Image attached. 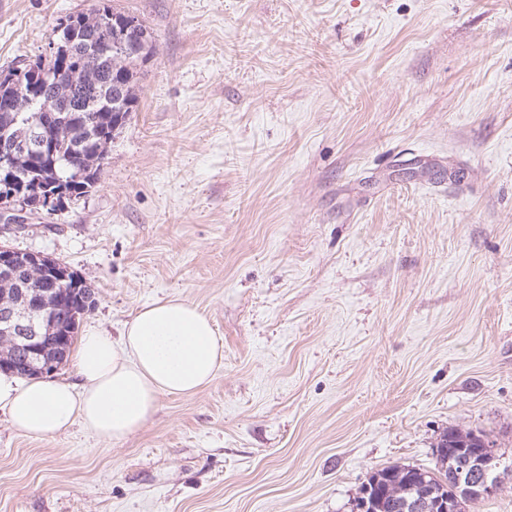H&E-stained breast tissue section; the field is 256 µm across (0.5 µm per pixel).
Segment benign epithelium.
<instances>
[{
  "label": "benign epithelium",
  "instance_id": "benign-epithelium-1",
  "mask_svg": "<svg viewBox=\"0 0 512 512\" xmlns=\"http://www.w3.org/2000/svg\"><path fill=\"white\" fill-rule=\"evenodd\" d=\"M54 74L44 71L33 92L22 99L0 98V111L9 122L0 125V160L16 156L43 159L54 153L48 133L43 98ZM15 176L0 180V235L22 230L30 216L29 206L21 195L10 190ZM66 200L56 194L40 198L38 214L58 212ZM37 270L42 276L39 289L29 295L20 292L15 298L0 293V371L12 370L23 360L26 370L35 375L56 373L65 363L71 348L70 329L84 311L71 306L66 288L77 276L57 259L40 252H22L0 243V278L12 280L20 268ZM457 456L450 474L453 495L433 489L422 497L405 499L398 504L403 512H449L451 499L489 498L499 489L502 457L497 448L485 443L471 447L437 448L435 456Z\"/></svg>",
  "mask_w": 512,
  "mask_h": 512
}]
</instances>
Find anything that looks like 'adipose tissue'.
<instances>
[{
    "instance_id": "obj_1",
    "label": "adipose tissue",
    "mask_w": 512,
    "mask_h": 512,
    "mask_svg": "<svg viewBox=\"0 0 512 512\" xmlns=\"http://www.w3.org/2000/svg\"><path fill=\"white\" fill-rule=\"evenodd\" d=\"M224 345L209 318L178 299L143 307L120 339L89 331L74 355L79 384L0 372V410L27 435L50 438L74 421L105 441L140 429L165 394L209 384Z\"/></svg>"
}]
</instances>
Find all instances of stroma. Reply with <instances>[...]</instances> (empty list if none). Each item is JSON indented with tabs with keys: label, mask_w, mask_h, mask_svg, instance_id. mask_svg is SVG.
Wrapping results in <instances>:
<instances>
[{
	"label": "stroma",
	"mask_w": 512,
	"mask_h": 512,
	"mask_svg": "<svg viewBox=\"0 0 512 512\" xmlns=\"http://www.w3.org/2000/svg\"><path fill=\"white\" fill-rule=\"evenodd\" d=\"M97 0H0V70ZM154 35L96 187L5 235L119 337L198 307L213 381L139 431L24 435L0 512H351L448 428L512 463V0H114Z\"/></svg>",
	"instance_id": "1"
}]
</instances>
